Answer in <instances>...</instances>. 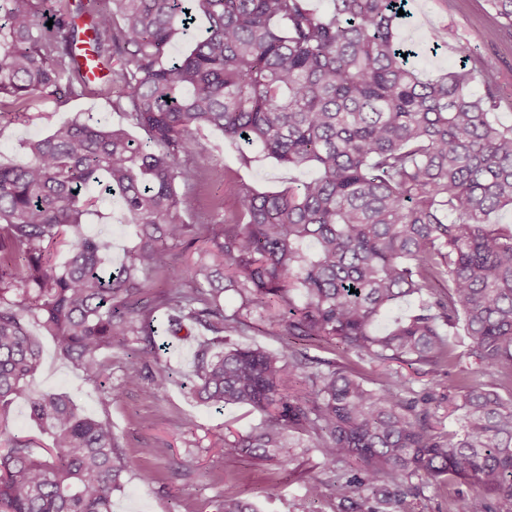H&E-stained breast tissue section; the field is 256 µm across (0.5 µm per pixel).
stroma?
<instances>
[{"label":"stroma","mask_w":512,"mask_h":512,"mask_svg":"<svg viewBox=\"0 0 512 512\" xmlns=\"http://www.w3.org/2000/svg\"><path fill=\"white\" fill-rule=\"evenodd\" d=\"M408 15L399 27L403 40L418 45L415 65L422 78L433 79L458 65L457 48L474 47L485 65L493 68L504 99L497 115L512 125V33L504 30L487 0H408ZM80 119L125 124L123 113L114 111L102 97H75L66 103L36 99L26 115L0 120V163L24 160L25 141L49 135L60 124ZM211 147L213 178L188 195L181 206L186 223L201 224L209 193L221 191L229 176L258 192L280 191L294 182L313 178V167H288L255 148L224 139L217 131H205ZM99 213L89 215L85 229L95 235L106 232L112 242L109 265H118L134 245L133 226L119 223L117 203L102 202ZM164 312L153 325L157 341L167 342L162 365L169 374L165 387L146 394L127 390L109 397L107 387L89 379L56 351L52 336L37 322L29 330L43 348L42 362L27 380L34 391L67 392L84 412L107 417L122 439L131 467L124 487L113 498V512H218L221 496L235 488L260 512H308L306 488L313 483L330 485L334 472L326 469L317 451L299 454L280 467L236 454L224 443L228 431H243L262 422L259 413L228 407L216 411L192 393L189 373L193 367L195 340L168 338ZM151 480H143L144 471ZM275 497H268V489Z\"/></svg>","instance_id":"1"}]
</instances>
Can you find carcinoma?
Returning <instances> with one entry per match:
<instances>
[{
  "label": "carcinoma",
  "mask_w": 512,
  "mask_h": 512,
  "mask_svg": "<svg viewBox=\"0 0 512 512\" xmlns=\"http://www.w3.org/2000/svg\"><path fill=\"white\" fill-rule=\"evenodd\" d=\"M512 28V0H489ZM405 0H0V115L30 101L94 93L112 99L128 127L62 124L23 145L27 160L0 164V420L24 401L43 455L27 440L0 449V512H112L129 461L108 418L89 417L61 391L33 392L41 362L36 321L59 353L94 379L112 378V347L137 344L122 382L146 385L160 361L154 313L168 331L201 327L193 391L222 410L260 411V426L228 445L283 466L314 449L337 472L326 495L342 512H412L425 485L469 483L457 512H512V125L495 115L497 76L459 47L458 68L422 80L399 40ZM203 38L168 56L195 14ZM53 21L48 27L46 23ZM88 45L112 77L96 83L76 59ZM481 77L484 93L470 85ZM215 129L316 176L276 193L232 183L237 206L210 201V247L187 273L170 250L193 242L180 187L210 180ZM117 200L136 242L106 270V238L84 230L99 198ZM455 219L448 220V214ZM314 251H307V245ZM164 286L144 304L151 279ZM355 292H350V289ZM242 298L227 315L221 293ZM418 311L382 331L381 317L409 297ZM286 337L279 350L228 342L249 316ZM464 323L461 367L451 329ZM324 343L382 368L378 388L334 362L311 369L304 346ZM456 371L461 430L429 423L441 400L387 366ZM308 436L311 444L301 443ZM220 512H257L226 491Z\"/></svg>",
  "instance_id": "cac0c4a2"
}]
</instances>
